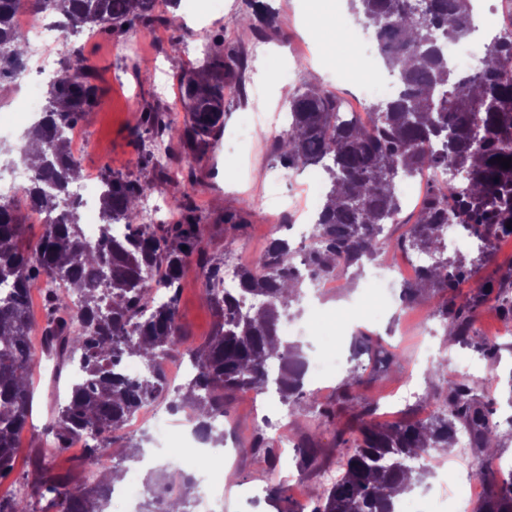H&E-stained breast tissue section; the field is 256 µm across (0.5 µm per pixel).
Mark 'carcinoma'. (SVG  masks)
<instances>
[{"label":"carcinoma","mask_w":512,"mask_h":512,"mask_svg":"<svg viewBox=\"0 0 512 512\" xmlns=\"http://www.w3.org/2000/svg\"><path fill=\"white\" fill-rule=\"evenodd\" d=\"M21 0H0V82L13 81L26 65L27 50L14 19ZM63 22L61 54H75L70 37L96 31L124 33L161 23L153 0H29ZM350 9L374 28L380 55L399 81L396 97L373 105L367 122L344 112L335 93L307 85L288 100V125L277 139L276 156L285 168L314 166L327 175L329 189L312 224L311 244L304 250L275 237L255 266L236 270L237 287H224V270L202 252L203 228L192 214L190 196L182 192L181 224H143L139 208L151 189L148 181L110 170L100 175L103 225L121 224L124 231L88 242L79 227L77 204L70 186L80 162L65 132L98 104L92 69L76 64L49 82L43 117L27 133L41 146L36 164L28 161L27 145L8 151L12 167L34 173L24 189L31 210L48 217L33 244L24 243V224L9 203L0 202V478L13 468L18 438L32 411L31 376L35 354V322L30 298L40 284L44 309L43 349L60 366L78 361L80 376L65 403L45 428L46 445L30 490L0 499V512H107L108 484L101 468L112 453V433L123 428L144 407L168 400L172 413H185L204 442L224 444V430L214 426L224 416V395L275 386L291 412L300 411L305 359L299 344L279 335L282 321L299 315L302 286L320 278H346L353 267L395 258L400 250L437 256L418 277L401 285V301L418 304L435 293L446 300L438 315L449 322L454 340L497 362L501 345L472 332L477 308L487 301L512 318V294L491 281L469 298L456 294L471 276L465 260L446 255L448 219L477 240L479 258L512 237V29L492 40L489 63L480 72L459 77L448 68L444 44L473 30L472 0H349ZM235 62L221 58L209 73L191 72L182 79L190 100V121L183 136L206 146L224 116V88L234 77ZM139 125L153 142L164 141L168 125L151 112ZM433 185L419 204L406 235L393 242L384 234L398 223L403 204L397 182L422 170ZM206 266L205 293L217 312V328L199 346L187 344L178 318L177 291L185 262L192 256ZM168 294L157 299L149 280ZM185 355L196 369L184 392L171 395L168 357ZM134 357L149 367L140 380L127 377L123 362ZM277 364V371L271 370ZM444 393L439 412L426 421H375L376 406L357 403L353 421L343 424L329 411L322 423L336 425V447L349 448L336 481L313 500L311 512H392L397 496L409 492L430 473L425 457L455 442L459 430L469 432L479 457L478 475L490 490L477 512H512V472L498 481L494 441L498 422L493 400L474 380L449 374L443 362L429 367ZM364 383L350 371L343 399ZM87 443L85 465L95 469L94 481L55 473L45 459L69 443ZM248 451L270 460L276 448L262 435ZM300 463L310 467L319 448L308 434L300 445Z\"/></svg>","instance_id":"obj_1"}]
</instances>
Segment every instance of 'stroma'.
Returning a JSON list of instances; mask_svg holds the SVG:
<instances>
[{
	"instance_id": "35a3bbf8",
	"label": "stroma",
	"mask_w": 512,
	"mask_h": 512,
	"mask_svg": "<svg viewBox=\"0 0 512 512\" xmlns=\"http://www.w3.org/2000/svg\"><path fill=\"white\" fill-rule=\"evenodd\" d=\"M273 15L272 25L254 34L247 19L246 0H224L222 15H212L207 0H180L177 8H165L167 25L142 26L127 33L106 31L86 34L77 40L81 57L95 76L99 92L97 107L77 127L89 149L81 159L82 175H100L104 169L150 181L148 194L156 224H178L183 220L176 197L178 183H186L195 215L204 237L201 244L212 262L223 266L256 264L268 240L274 236L293 238L298 224H313L315 211H304L308 200L322 201L325 175L315 167L287 169L274 158V139L286 124L285 104L301 86L316 85L337 95L346 90L337 82L339 70L349 68L346 48L350 38L332 22L335 12H347L346 0H261ZM180 40L174 54L170 43ZM232 56L240 62L238 77L228 95L224 119L214 148L195 151L182 137L188 117L183 101L184 73L207 70L214 54ZM281 71L292 72V80L278 79ZM159 112L172 129L165 138L169 155L156 166L142 167L141 157L151 147L148 134L138 133L142 113ZM263 113L261 125L251 139L241 138L239 128L245 113ZM264 180H254L255 171ZM235 216L239 226L228 234L224 220ZM477 248L465 250L474 259L471 277L459 288L472 295L488 279H501L512 266V238L501 240L490 260L477 261ZM376 264L369 263L352 280H338L336 287L307 292L301 312L293 323L299 328L321 326L325 343L303 337L306 357L337 350L343 368L329 372L323 382L306 380L305 389L316 392L318 403L304 407L296 419L276 394L260 399L234 394L224 401V454L201 455L193 448L188 433L169 428L163 438L152 437L149 424L123 428L114 434L112 450L120 454L131 439L149 435V448L160 453L157 469H143V482H160L180 473L187 465L205 467L215 475L231 472L233 480L224 485L219 512H288L297 504L296 493L279 499L274 491L289 487L293 477H302L310 491H318L322 470L337 468L339 450L334 427L321 425L319 407L338 412L351 421L353 411L344 403L342 382L348 369L364 367V385L358 394L379 402V421L425 419L442 390L426 373L420 346L430 345L435 356L446 359L448 373H458L464 349L442 341L445 327L435 316L439 297H432L412 309H400L399 290L382 295L367 287L374 280ZM177 310L189 340L200 344L212 335L218 322L205 296V285L197 275L195 259H188L177 295ZM374 337V345L360 343L361 334ZM399 361L387 363V353ZM52 364L36 363L33 369L35 393L32 415L19 437V452L11 472L0 478V498L11 497L26 482L38 463L44 427L52 412L63 402L69 378L51 379ZM264 432L279 450L276 460L267 462L245 453L256 432ZM315 432L319 444V466L299 472L297 446L306 432Z\"/></svg>"
}]
</instances>
